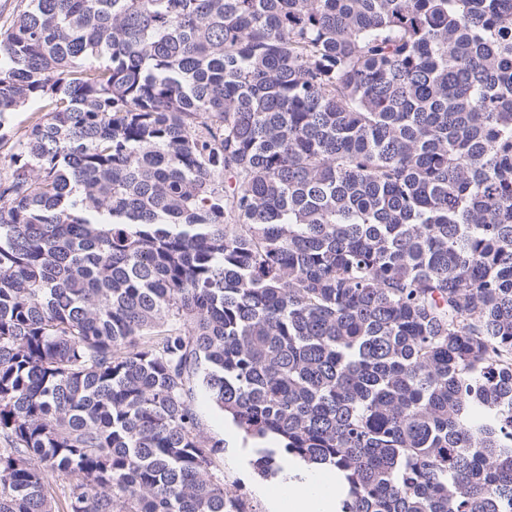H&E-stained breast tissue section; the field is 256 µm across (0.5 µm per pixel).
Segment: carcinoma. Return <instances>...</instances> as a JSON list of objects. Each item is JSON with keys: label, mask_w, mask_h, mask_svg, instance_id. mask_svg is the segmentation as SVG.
I'll return each mask as SVG.
<instances>
[{"label": "carcinoma", "mask_w": 512, "mask_h": 512, "mask_svg": "<svg viewBox=\"0 0 512 512\" xmlns=\"http://www.w3.org/2000/svg\"><path fill=\"white\" fill-rule=\"evenodd\" d=\"M29 103L0 512H249L200 386L340 512H512V0H29Z\"/></svg>", "instance_id": "cac0c4a2"}]
</instances>
